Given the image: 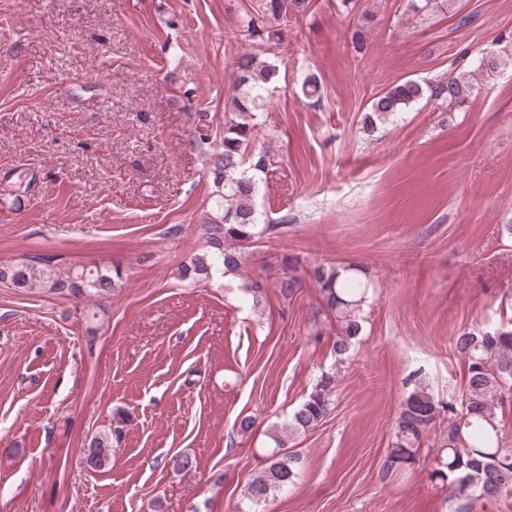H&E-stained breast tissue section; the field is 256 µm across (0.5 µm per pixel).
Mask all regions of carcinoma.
<instances>
[{"label": "carcinoma", "mask_w": 512, "mask_h": 512, "mask_svg": "<svg viewBox=\"0 0 512 512\" xmlns=\"http://www.w3.org/2000/svg\"><path fill=\"white\" fill-rule=\"evenodd\" d=\"M311 0H249L242 5L234 37L251 49L238 54L233 63L234 86L240 94L225 103L229 118L215 133L208 157L213 191L209 209L200 224L207 251L184 266L185 279L203 282L218 272L240 275L246 249L258 243L267 228L260 227L256 196L261 174L273 162L270 151L256 145L258 123L255 109L268 85L278 74L276 64L260 59L279 46L286 36L288 16H303ZM412 15L420 18L438 8L437 0H409ZM512 60V36L500 39L499 50L464 70L435 82L401 78L376 94L364 118L365 129H377L423 98L448 105L449 111L464 107L478 91L480 77ZM311 277L320 295L318 314L335 326L331 352L342 363L357 341L365 321L370 283L356 267L343 269L318 265ZM0 284L15 288H46L61 295L107 298L115 281L112 273L96 269L60 272L44 259L0 265ZM275 287L284 298L302 288L293 264L282 273ZM455 349L464 366V382L457 403L448 406V427L442 433V449L434 474L448 484V512H481L491 504L512 497V448L503 446V417L512 403V320L491 331H464L455 336ZM335 378L326 376L293 412L281 430L270 433L276 447L292 437L316 428L331 410ZM412 390L402 401L394 426V438L385 458L386 471L402 469L413 461L418 449L435 428L443 406L429 386L415 377ZM118 426L89 442L86 455L94 471L112 468V441L121 437ZM299 457L293 452L268 457L265 467L250 479L243 497L254 506L265 503L275 492L295 484Z\"/></svg>", "instance_id": "obj_1"}]
</instances>
